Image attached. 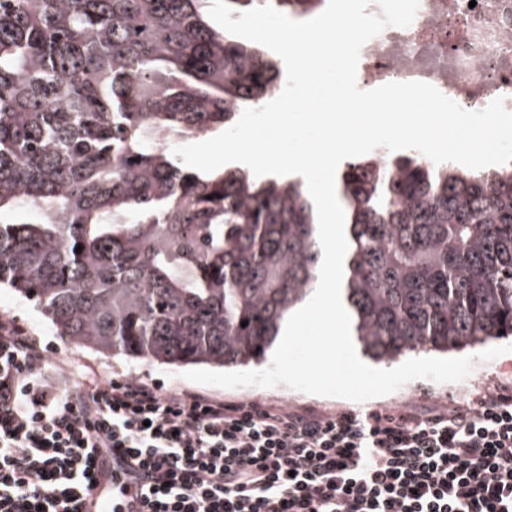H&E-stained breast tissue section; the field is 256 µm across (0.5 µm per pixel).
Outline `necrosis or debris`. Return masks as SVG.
<instances>
[{
	"instance_id": "necrosis-or-debris-1",
	"label": "necrosis or debris",
	"mask_w": 512,
	"mask_h": 512,
	"mask_svg": "<svg viewBox=\"0 0 512 512\" xmlns=\"http://www.w3.org/2000/svg\"><path fill=\"white\" fill-rule=\"evenodd\" d=\"M361 87L423 81L467 110L501 97L512 111V0H420L412 23L360 53Z\"/></svg>"
}]
</instances>
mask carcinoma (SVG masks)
<instances>
[{
  "label": "carcinoma",
  "instance_id": "1",
  "mask_svg": "<svg viewBox=\"0 0 512 512\" xmlns=\"http://www.w3.org/2000/svg\"><path fill=\"white\" fill-rule=\"evenodd\" d=\"M208 2L0 0V210L20 214L0 221V286L104 355L259 364L319 277L302 181L201 173L169 148L283 84L277 62L205 20ZM267 2L308 14L322 0H227L234 19ZM336 193L365 356L512 335V175L374 155Z\"/></svg>",
  "mask_w": 512,
  "mask_h": 512
}]
</instances>
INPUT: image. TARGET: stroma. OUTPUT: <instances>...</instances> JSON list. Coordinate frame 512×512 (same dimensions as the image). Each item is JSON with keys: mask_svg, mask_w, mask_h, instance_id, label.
Returning a JSON list of instances; mask_svg holds the SVG:
<instances>
[{"mask_svg": "<svg viewBox=\"0 0 512 512\" xmlns=\"http://www.w3.org/2000/svg\"><path fill=\"white\" fill-rule=\"evenodd\" d=\"M15 320L23 328L38 336L54 365H63L69 371L70 381L81 380L93 371L104 378L134 377L161 391H189L223 397L227 400L249 401L260 405L285 404L292 408H311L318 411H336L357 408L367 411L375 408H398L409 405L420 411L429 410L435 403H451L466 397L470 392L484 388H512V353L490 361H474L471 374L463 381L436 383L414 380L397 391L370 399L361 404L338 398L302 393L280 385L274 388L238 387L222 388L202 385L184 379L177 366L132 360L122 356L106 357L86 347L57 336L50 322L32 303L20 298L13 290L0 288V316Z\"/></svg>", "mask_w": 512, "mask_h": 512, "instance_id": "obj_1", "label": "stroma"}]
</instances>
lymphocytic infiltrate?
<instances>
[{
	"label": "lymphocytic infiltrate",
	"instance_id": "1",
	"mask_svg": "<svg viewBox=\"0 0 512 512\" xmlns=\"http://www.w3.org/2000/svg\"><path fill=\"white\" fill-rule=\"evenodd\" d=\"M62 376L0 320V512H84L101 448L146 475L141 512H512V394L497 388L360 415Z\"/></svg>",
	"mask_w": 512,
	"mask_h": 512
}]
</instances>
